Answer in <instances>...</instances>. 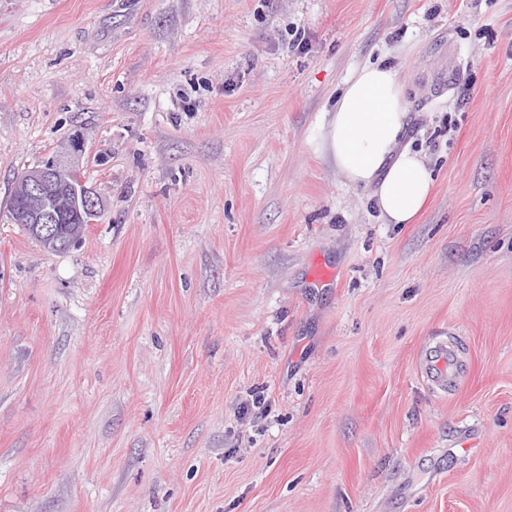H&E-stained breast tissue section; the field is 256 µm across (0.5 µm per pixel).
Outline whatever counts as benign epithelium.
<instances>
[{
  "label": "benign epithelium",
  "mask_w": 512,
  "mask_h": 512,
  "mask_svg": "<svg viewBox=\"0 0 512 512\" xmlns=\"http://www.w3.org/2000/svg\"><path fill=\"white\" fill-rule=\"evenodd\" d=\"M77 148L74 143L23 174L25 197L22 205L9 213L11 223L58 224L65 217L71 224L95 223L103 202L85 186L80 170L69 159V150Z\"/></svg>",
  "instance_id": "benign-epithelium-1"
}]
</instances>
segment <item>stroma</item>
I'll list each match as a JSON object with an SVG mask.
<instances>
[{"label":"stroma","mask_w":512,"mask_h":512,"mask_svg":"<svg viewBox=\"0 0 512 512\" xmlns=\"http://www.w3.org/2000/svg\"><path fill=\"white\" fill-rule=\"evenodd\" d=\"M377 62L408 224L320 147ZM72 139L51 253L7 200ZM0 512H512V0H0ZM424 373L431 386L443 392L454 389L462 377L455 350L444 342L436 345L426 355Z\"/></svg>","instance_id":"stroma-1"}]
</instances>
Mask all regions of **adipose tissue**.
<instances>
[{"label":"adipose tissue","instance_id":"ef3b65f1","mask_svg":"<svg viewBox=\"0 0 512 512\" xmlns=\"http://www.w3.org/2000/svg\"><path fill=\"white\" fill-rule=\"evenodd\" d=\"M396 71L368 64L348 78L327 123L323 147L349 183L374 187L390 224L410 222L427 204L432 175L425 158L400 147L408 114Z\"/></svg>","mask_w":512,"mask_h":512}]
</instances>
